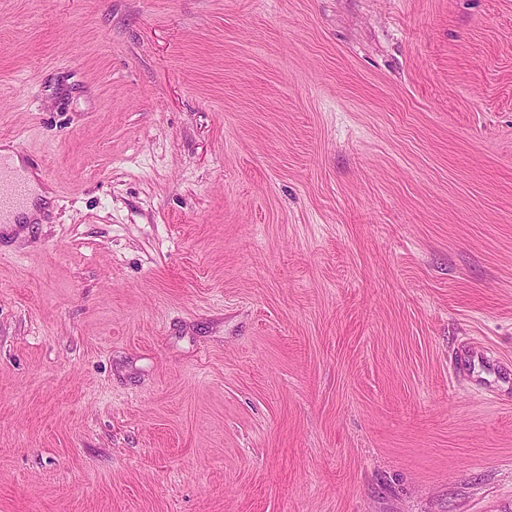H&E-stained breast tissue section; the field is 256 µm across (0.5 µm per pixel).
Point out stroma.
<instances>
[{"mask_svg":"<svg viewBox=\"0 0 512 512\" xmlns=\"http://www.w3.org/2000/svg\"><path fill=\"white\" fill-rule=\"evenodd\" d=\"M0 512H512V0H0ZM10 145L8 142L0 143V155L5 156L9 166L28 183L0 162V222L25 203L30 191L27 202L13 214L8 224H32L42 219L43 212L52 199V191L40 184L37 174L24 168V162L13 152Z\"/></svg>","mask_w":512,"mask_h":512,"instance_id":"stroma-1","label":"stroma"}]
</instances>
